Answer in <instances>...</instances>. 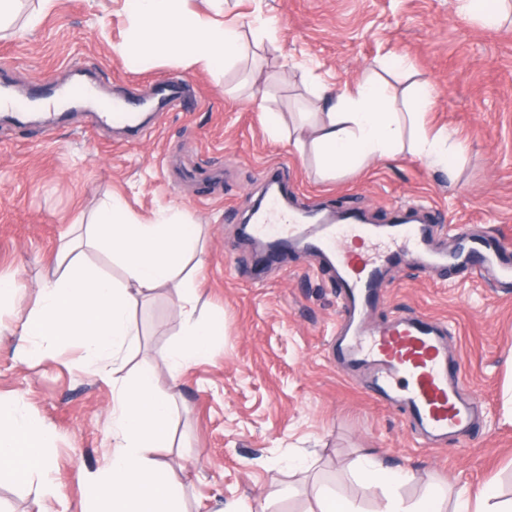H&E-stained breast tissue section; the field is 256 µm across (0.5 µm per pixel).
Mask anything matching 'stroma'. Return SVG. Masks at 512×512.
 <instances>
[{
    "label": "stroma",
    "instance_id": "obj_1",
    "mask_svg": "<svg viewBox=\"0 0 512 512\" xmlns=\"http://www.w3.org/2000/svg\"><path fill=\"white\" fill-rule=\"evenodd\" d=\"M38 0H20L15 33L0 36V87L24 98L36 86L55 91L79 78L104 93L152 96L158 80L184 78V106L153 113L146 131L96 124L73 106L42 121L0 123V279L26 289L0 304V398H18L53 431L58 495L25 485L0 486V512H82L87 477L101 468L112 379L84 368L78 344L44 342L45 354L18 356L10 329L53 275L60 248L79 241L105 196L120 198L141 221L165 209L201 227L205 260L197 313L224 317V334L208 359L173 375L158 371L160 391L175 395L170 445L157 455L179 472L187 512H307L316 493H337L360 512H378L380 489L361 474L368 452L407 473L404 497L461 480L472 491L493 485L512 498V286L473 267H420L406 257L390 268L370 329L400 310L447 321L449 357L465 366L482 419L465 439L418 446L402 409L364 391L366 372L336 361V326L345 313L331 268L291 249L262 263L243 234L272 168L303 210L355 208L383 224L404 204L422 206L437 247L456 251L458 225L494 235L512 263V15L495 26L475 23L457 0H227L245 44L222 72L153 59L139 69L114 48L127 29V0H57L34 28ZM273 19V39L254 32L257 15ZM341 88L358 80L387 84L397 109L412 111L426 86L427 129L455 131L462 144L455 173L408 154L370 160L354 173L323 178L312 152L272 138L261 112L281 113L297 128L315 112L313 80ZM131 317L140 336L127 353L125 376L152 368L180 340L172 287L137 299ZM306 456L307 471L288 469Z\"/></svg>",
    "mask_w": 512,
    "mask_h": 512
}]
</instances>
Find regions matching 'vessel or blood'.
I'll return each mask as SVG.
<instances>
[{
    "mask_svg": "<svg viewBox=\"0 0 512 512\" xmlns=\"http://www.w3.org/2000/svg\"><path fill=\"white\" fill-rule=\"evenodd\" d=\"M98 117L114 126L132 121L127 110L98 100ZM267 189L255 207L247 231L267 247V256L293 246L323 256L335 272L337 297L347 315L340 325L337 357L342 364L367 367L366 393L385 405H401L411 420L418 444L437 445L462 437L476 426L478 403L463 390L464 367L449 360L444 324L423 315H395L376 330L363 317L376 303V289L386 270L405 254L424 265L462 263L493 270L498 282L512 283V266L499 260L493 237H476L460 229L454 254L435 248L428 225L395 211L386 224L367 223L354 210L295 212L288 190L272 170H265Z\"/></svg>",
    "mask_w": 512,
    "mask_h": 512,
    "instance_id": "1",
    "label": "vessel or blood"
}]
</instances>
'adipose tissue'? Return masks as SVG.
Listing matches in <instances>:
<instances>
[{
    "label": "adipose tissue",
    "mask_w": 512,
    "mask_h": 512,
    "mask_svg": "<svg viewBox=\"0 0 512 512\" xmlns=\"http://www.w3.org/2000/svg\"><path fill=\"white\" fill-rule=\"evenodd\" d=\"M187 2L132 0L120 55L132 64L162 57L208 71L233 64L243 44L238 25L224 17L223 0H209L206 15L190 10ZM316 89L326 108L309 126V143L323 176L355 171L366 161L392 157L406 147L428 165L451 170L461 143L455 132H431L421 124V115L432 105L428 90L415 94L416 114L406 125L381 82H358L341 89L320 82ZM84 238L86 246L121 263L124 280H114L91 265L83 252L65 250L59 273L39 284L37 299L15 334L27 356L40 355L46 337L57 343L77 342L85 363L103 372L108 364H119L123 351L138 341L139 330L130 314L135 296H148L180 276L187 258L197 253V236L176 213L163 212L145 224L119 199L110 197L86 225ZM198 300L194 286L175 291L183 340L162 357L168 370L176 372L207 359L216 336L223 333L221 318L197 317ZM155 377L154 370L146 369L133 383L113 384L107 424L112 450L89 479L86 512H184L180 479L152 456L153 449L167 442L173 412L172 397L157 392ZM51 441L48 426L21 411L19 400H0L1 483L34 482L39 488L53 489ZM362 467L385 488L379 512H443L439 488H431L420 499H406L398 488L407 482V475L390 470L373 454L363 457Z\"/></svg>",
    "instance_id": "ef3b65f1"
}]
</instances>
